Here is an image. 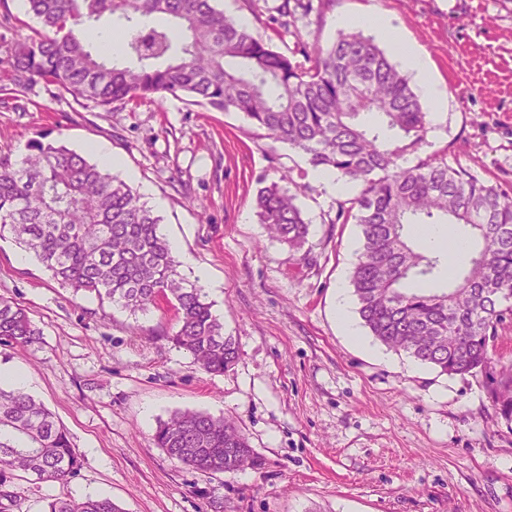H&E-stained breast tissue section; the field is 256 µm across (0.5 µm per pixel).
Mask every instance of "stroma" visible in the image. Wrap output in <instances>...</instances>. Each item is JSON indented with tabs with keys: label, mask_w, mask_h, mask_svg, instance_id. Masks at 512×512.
Instances as JSON below:
<instances>
[{
	"label": "stroma",
	"mask_w": 512,
	"mask_h": 512,
	"mask_svg": "<svg viewBox=\"0 0 512 512\" xmlns=\"http://www.w3.org/2000/svg\"><path fill=\"white\" fill-rule=\"evenodd\" d=\"M280 2L220 5L280 51L299 36L328 46L337 15L381 9L448 91L443 109L425 101L440 117L407 165L443 154L512 194V0H308L296 35L277 20ZM38 26L23 0H0V152L20 156L40 133L87 155L105 144L121 159L112 175L178 240L181 277L206 270V299L241 355L224 374L204 373L170 342L177 314L166 301L134 315L73 295L0 240V297L42 332L29 346L0 345V366L27 371L82 458L67 484L17 481L19 512L60 494L105 495L124 512H512V423L495 415L485 376L439 374L363 327L351 286L361 228L336 222L340 194L236 112L172 96L106 111L40 83L13 93L7 46ZM284 170L310 224L309 266L256 214L262 181ZM340 290L362 343L339 325ZM185 410L233 419L260 465L208 474L169 458L153 433Z\"/></svg>",
	"instance_id": "1"
}]
</instances>
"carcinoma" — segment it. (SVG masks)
<instances>
[{"label": "carcinoma", "instance_id": "obj_1", "mask_svg": "<svg viewBox=\"0 0 512 512\" xmlns=\"http://www.w3.org/2000/svg\"><path fill=\"white\" fill-rule=\"evenodd\" d=\"M214 0H26L41 29L15 33L7 52L20 90L42 82L107 110L115 103L184 97L238 112L301 155L314 169L359 187L338 203L354 217L362 251L351 276L357 310L381 343L447 375L485 373L495 412L512 422V375L496 369L498 327L512 319V196L447 158L403 165L404 147L426 142L429 113L408 78L360 32H341L310 66L273 49ZM307 56L291 0L277 6ZM107 16L127 23L112 53L90 47L87 25ZM164 18L170 27L154 23ZM284 177L258 189L259 222L309 264L310 224ZM139 193L85 156L40 136L23 157L0 155V240L33 254L59 284L133 313L174 303L171 341L200 370L222 374L239 358L202 288L187 287L180 262ZM407 224L464 228L466 258L408 242ZM40 331L21 305L0 298V345H30ZM154 441L169 458L206 473L260 464L231 421L196 411L158 421ZM81 458L66 428L26 392L0 389V512L18 507L14 483L29 476L66 482ZM41 512H123L108 497L49 498Z\"/></svg>", "mask_w": 512, "mask_h": 512}]
</instances>
